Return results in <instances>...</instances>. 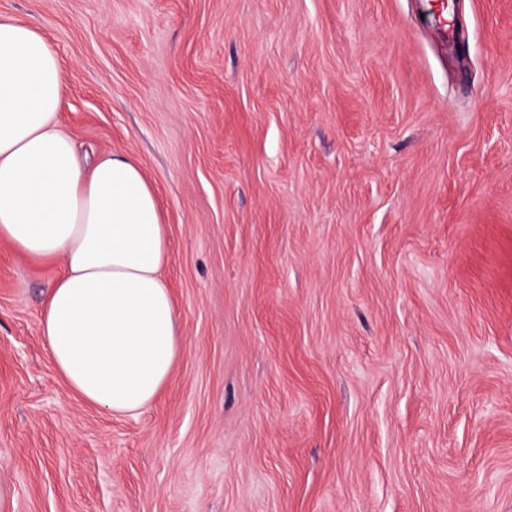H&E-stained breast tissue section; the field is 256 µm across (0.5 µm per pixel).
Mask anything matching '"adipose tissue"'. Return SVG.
Instances as JSON below:
<instances>
[{"label": "adipose tissue", "instance_id": "adipose-tissue-1", "mask_svg": "<svg viewBox=\"0 0 512 512\" xmlns=\"http://www.w3.org/2000/svg\"><path fill=\"white\" fill-rule=\"evenodd\" d=\"M63 68L46 34L0 19V240L62 267L40 329L57 373L112 413L150 406L181 353L154 185L123 155L84 166L59 121Z\"/></svg>", "mask_w": 512, "mask_h": 512}]
</instances>
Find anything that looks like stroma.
I'll use <instances>...</instances> for the list:
<instances>
[{"label":"stroma","instance_id":"1","mask_svg":"<svg viewBox=\"0 0 512 512\" xmlns=\"http://www.w3.org/2000/svg\"><path fill=\"white\" fill-rule=\"evenodd\" d=\"M451 3L0 0L155 186L184 344L85 403L1 243L8 512H512V0Z\"/></svg>","mask_w":512,"mask_h":512}]
</instances>
